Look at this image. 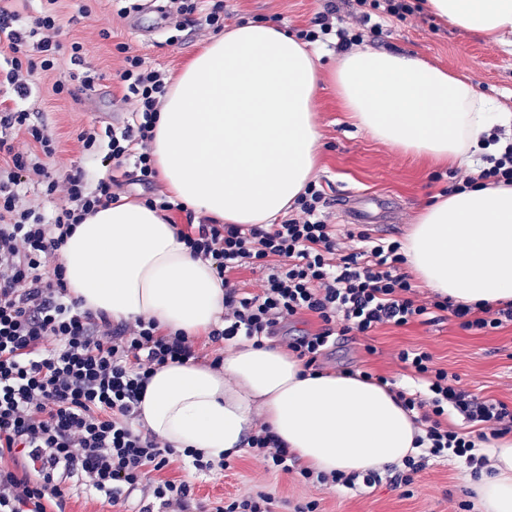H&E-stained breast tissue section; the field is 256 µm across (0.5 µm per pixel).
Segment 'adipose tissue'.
<instances>
[{"instance_id": "adipose-tissue-1", "label": "adipose tissue", "mask_w": 512, "mask_h": 512, "mask_svg": "<svg viewBox=\"0 0 512 512\" xmlns=\"http://www.w3.org/2000/svg\"><path fill=\"white\" fill-rule=\"evenodd\" d=\"M448 25L512 51V0H426ZM335 94L353 123L402 153L482 166L512 113L417 54L354 48L323 60L277 23L249 20L184 64L161 100L151 154L173 199L224 224H271L313 177L323 135L315 108ZM428 288L472 308L512 301V184L438 196L402 247ZM71 296L116 321L207 335L224 282L191 255L162 212L121 198L77 225L59 251ZM264 422L305 466L363 475L418 455L422 429L388 387L314 371L285 349L236 339L220 367L170 363L148 380L137 426L207 459L238 453ZM490 466L467 487L481 512H512V436L479 443Z\"/></svg>"}]
</instances>
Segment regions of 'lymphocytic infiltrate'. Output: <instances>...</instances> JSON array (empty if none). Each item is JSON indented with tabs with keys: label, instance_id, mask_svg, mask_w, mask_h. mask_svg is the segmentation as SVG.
Returning <instances> with one entry per match:
<instances>
[{
	"label": "lymphocytic infiltrate",
	"instance_id": "obj_1",
	"mask_svg": "<svg viewBox=\"0 0 512 512\" xmlns=\"http://www.w3.org/2000/svg\"><path fill=\"white\" fill-rule=\"evenodd\" d=\"M358 32H351L335 8L315 17L306 40L335 35L339 51L359 44L363 27L378 31L373 13L399 19L413 14L408 0H355ZM60 22L54 9L22 19L0 5V81L13 97L0 106V512H66L68 483L77 480L110 505H122L133 494L154 512H275L272 493L259 490L212 506L197 502L185 480L164 477L174 452L134 425L144 386L168 363L194 360L189 337L169 333L156 322L112 323L105 313L81 310L71 298L62 266L48 267L76 224L85 216L120 201L123 181L116 177L87 188L81 169L56 180L47 161L56 143L45 126L31 123L23 102L34 73L55 70L62 52H69L81 71L82 88H93L103 77L83 64V46L63 49ZM134 109L119 130L86 132L85 151L101 148L115 167L133 160L137 180L154 186L150 140L159 104L166 93L164 73L129 56L119 74ZM23 132L31 151L15 152L3 133ZM481 170H460L455 189L477 180L512 183V143L486 159ZM34 181L46 193L64 189L68 203L44 215L23 201L21 186ZM178 235L194 256L211 260L224 281V325L209 339L221 343L238 336L272 338L287 321L314 316L315 332L288 339L287 347L305 367L319 369L334 335L367 336L383 325L403 327L430 314L449 313L461 328L488 332L512 324V303L472 310L440 296L416 297L400 241H382L363 230L337 235L326 212L324 190L312 180L288 216L274 224H221L204 217L187 224ZM261 277L259 293L241 288L238 274ZM53 347H46V340ZM403 369L426 384V393L396 389L405 410L416 413L425 432L419 457L407 458L405 472L394 485L411 483L429 459L442 458L481 469L469 433L449 427V414L481 424L491 435L512 432V407L485 400L455 384L448 371L436 367L430 353L400 350ZM247 448L264 473L298 478L312 488L328 486L369 489L379 483L372 472L363 480L341 473H317L299 466L267 425L248 437Z\"/></svg>",
	"mask_w": 512,
	"mask_h": 512
}]
</instances>
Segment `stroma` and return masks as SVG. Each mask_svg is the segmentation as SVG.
Segmentation results:
<instances>
[{"mask_svg":"<svg viewBox=\"0 0 512 512\" xmlns=\"http://www.w3.org/2000/svg\"><path fill=\"white\" fill-rule=\"evenodd\" d=\"M220 2L226 24L263 18L297 33L309 28L328 0ZM129 5L128 15L121 17L116 0H57L63 41L82 43L86 63L100 68L105 77L93 89L76 91L74 97L56 96V81L77 70L65 56L56 70L36 73L30 80L35 103L32 120L47 125L57 143L52 172L60 176L81 168L91 188L111 174L112 164L102 154L84 151L79 137L93 128H117L126 123L123 88L116 76L125 56H140L147 66L172 77L213 37L212 31L185 26L179 15L156 13L151 0H130ZM135 24L141 25L142 35L132 33ZM382 25L380 34L367 35L365 47L422 55L451 73L469 78L480 93L512 113V53L451 29L422 11L402 20L385 18ZM316 112L323 140L315 174L327 193L330 223L341 233L350 229L336 198L354 189L370 199L365 229L376 238L404 240L422 209L453 183L450 169L371 139L353 124L331 92L321 93ZM370 345L375 348L371 354L366 351ZM403 348L425 349L439 366L457 375L461 388L512 404V325L486 335L476 334L443 315L403 328L383 326L368 337L339 336L331 341L323 368L336 373L369 371L411 388L415 385L411 374L396 359ZM229 463L227 469L204 474L192 465L176 462L166 475L189 481L197 497L212 500L240 497L263 484L277 498V512H293L296 505L312 498L319 500L322 512H478L468 505L467 469L446 461H429L406 492L391 484L394 468H382L381 482L365 493L341 487L315 490L292 476L264 473L246 450Z\"/></svg>","mask_w":512,"mask_h":512,"instance_id":"stroma-1","label":"stroma"}]
</instances>
